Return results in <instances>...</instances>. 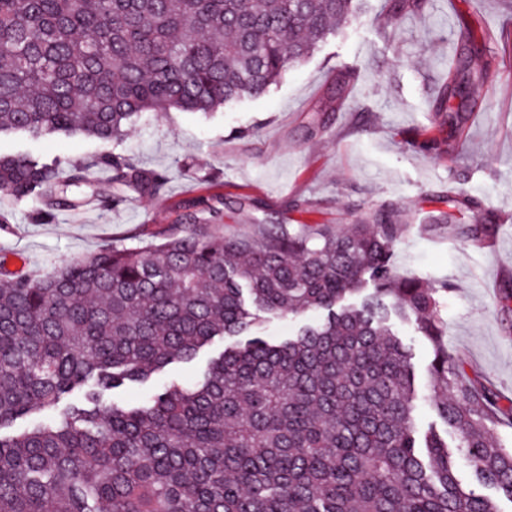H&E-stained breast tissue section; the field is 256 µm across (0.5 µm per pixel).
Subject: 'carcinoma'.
Returning a JSON list of instances; mask_svg holds the SVG:
<instances>
[{
  "mask_svg": "<svg viewBox=\"0 0 512 512\" xmlns=\"http://www.w3.org/2000/svg\"><path fill=\"white\" fill-rule=\"evenodd\" d=\"M429 0H395L398 24ZM357 0H0V137L107 144L142 112L211 114L265 95L353 16ZM467 87L450 78L435 116ZM428 130L413 146L445 154ZM105 177H97V171ZM164 171L101 151L83 162L0 154V228L32 201L50 224L91 201L160 196ZM448 235L479 245L487 224ZM403 225L341 232L277 224L241 238L173 224L145 247L101 245L30 275L0 264V512H499L455 476L453 451L414 424L415 365L391 330L434 346V408L481 487L512 501V399L442 346L439 286L394 271ZM318 324L271 343L259 313ZM240 336L200 380L113 391ZM81 401L20 433L3 430Z\"/></svg>",
  "mask_w": 512,
  "mask_h": 512,
  "instance_id": "obj_1",
  "label": "carcinoma"
}]
</instances>
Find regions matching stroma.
<instances>
[{"label":"stroma","instance_id":"obj_1","mask_svg":"<svg viewBox=\"0 0 512 512\" xmlns=\"http://www.w3.org/2000/svg\"><path fill=\"white\" fill-rule=\"evenodd\" d=\"M392 0H360L345 27L262 98L204 116L144 112L107 148L144 168L167 170L161 196H132L105 211L87 206L54 223L31 220L34 202L15 206L0 229V261L45 272L113 242L144 246L182 223L200 197L223 198L220 218L202 213L208 232L227 238L260 224H319L336 231L399 210L404 224L395 271L447 283L441 315L449 353L512 398V0H433L424 12L389 27ZM470 32L468 49L458 44ZM469 95L447 125L448 153L415 149L433 102L451 71ZM84 136L0 139V153L75 162L102 151ZM463 190L497 215L482 245L449 236V188ZM411 348L420 389L415 423L436 427L458 448L426 391L432 346L415 327L393 319Z\"/></svg>","mask_w":512,"mask_h":512}]
</instances>
